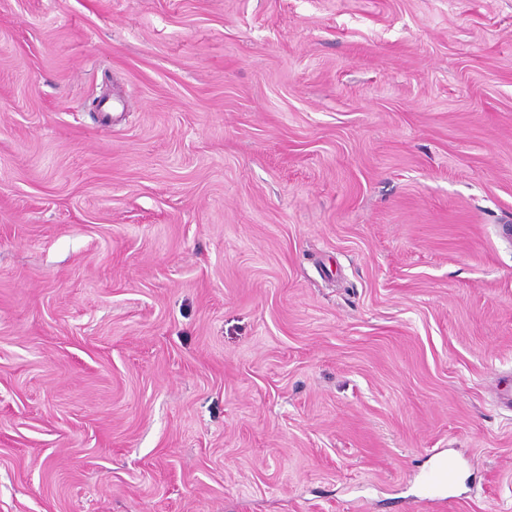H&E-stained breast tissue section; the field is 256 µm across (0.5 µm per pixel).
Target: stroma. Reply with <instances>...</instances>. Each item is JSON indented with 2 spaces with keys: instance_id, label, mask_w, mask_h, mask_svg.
Listing matches in <instances>:
<instances>
[{
  "instance_id": "obj_1",
  "label": "stroma",
  "mask_w": 512,
  "mask_h": 512,
  "mask_svg": "<svg viewBox=\"0 0 512 512\" xmlns=\"http://www.w3.org/2000/svg\"><path fill=\"white\" fill-rule=\"evenodd\" d=\"M512 0H0V512H512ZM455 481V471L448 464V459L436 458L433 465L426 471L422 481L423 500L439 504L440 507L448 505L449 508L455 500L451 496L446 497L445 492L454 485Z\"/></svg>"
}]
</instances>
